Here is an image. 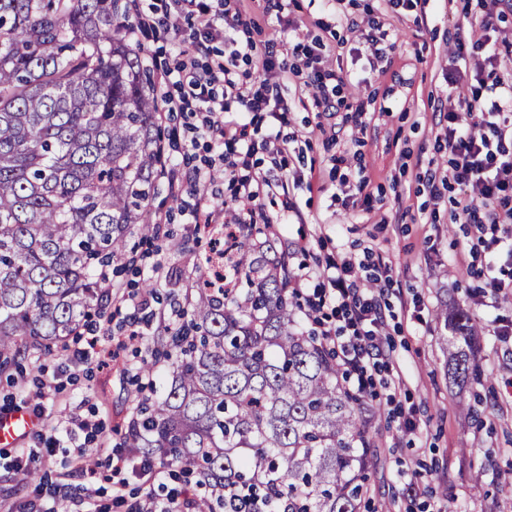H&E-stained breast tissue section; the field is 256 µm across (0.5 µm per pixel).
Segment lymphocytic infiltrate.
<instances>
[{
    "mask_svg": "<svg viewBox=\"0 0 512 512\" xmlns=\"http://www.w3.org/2000/svg\"><path fill=\"white\" fill-rule=\"evenodd\" d=\"M512 0H481L483 16L480 34L471 43H457L454 57L470 77L468 94L449 105L443 114L447 122L444 139L448 147L449 181L469 187V194L455 201L458 216L475 224L483 235L486 250L505 248L512 260V39L499 35L496 21ZM197 22L194 53L173 69L159 73L161 85L170 88V111L184 118L186 151L199 146L213 148L212 157L202 159L185 173L191 187L183 212L189 223L266 224L270 218L263 200L272 184L257 180L255 135L265 129L266 144L276 143L290 110L281 94L280 83L288 71L287 60L266 53L257 76L239 75V62L251 61L253 44H234L222 57H213L211 45L229 39L232 31L245 26L241 12L231 10L227 0H164L163 16H135L128 22L132 36L152 32L158 24L179 30L182 18ZM305 69V85L319 114L335 117L350 112L354 126H362L364 101L348 103L341 94L343 77L325 66L323 56L303 43L292 49ZM206 63H199V56ZM234 120H225V113ZM224 177L231 194L223 208H216L208 193L217 177ZM356 260L344 257L328 262L324 269L325 288L308 291L303 281L292 282L306 318L332 345L352 387L359 392L376 388L397 392L399 376L389 374V360L379 334L384 315L374 289L361 284L355 275ZM99 427L89 419H71L59 425L56 435L43 438L41 448L31 449L29 459L54 453L64 443L74 445L77 454L97 437ZM136 471L153 492L146 512H180L177 495L168 491L167 467L150 457L141 458Z\"/></svg>",
    "mask_w": 512,
    "mask_h": 512,
    "instance_id": "obj_1",
    "label": "lymphocytic infiltrate"
}]
</instances>
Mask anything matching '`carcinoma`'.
Masks as SVG:
<instances>
[{"label":"carcinoma","instance_id":"cac0c4a2","mask_svg":"<svg viewBox=\"0 0 512 512\" xmlns=\"http://www.w3.org/2000/svg\"><path fill=\"white\" fill-rule=\"evenodd\" d=\"M123 0H0V369L50 354L102 314L94 272L153 230L159 105L124 38ZM240 224L235 287L196 281L167 344L164 397L140 410L131 447L224 488L202 512H362L380 407L336 355L297 328L288 252ZM448 380L475 372L477 327L440 313Z\"/></svg>","mask_w":512,"mask_h":512}]
</instances>
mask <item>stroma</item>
Segmentation results:
<instances>
[{
    "label": "stroma",
    "mask_w": 512,
    "mask_h": 512,
    "mask_svg": "<svg viewBox=\"0 0 512 512\" xmlns=\"http://www.w3.org/2000/svg\"><path fill=\"white\" fill-rule=\"evenodd\" d=\"M252 22L240 28L238 42L264 48L275 41L280 54L289 43L275 17L264 14L261 0H235ZM374 14L393 52L374 59L369 43L349 33L346 23ZM288 15L303 43L325 56L347 79L344 95L360 92L368 99L366 124L355 140L338 149L332 122L318 114L301 78L284 81L282 93L292 109L281 137L288 143V166L279 169L266 151H258V173L286 177L295 209L282 214L279 198L265 201L280 248L290 253V269H317L341 254L362 261L359 278L379 275L385 315L383 340L403 384L395 397H382L381 414L371 431L379 450L369 473L367 512H512V292L477 293L468 267L496 264L495 256L476 247L474 228L455 218L451 201L459 187H447L448 152L438 107L448 101V74L456 67L452 52L459 38L482 19L478 0H427L423 25L413 14H398L384 0H293ZM191 25L180 33L141 42L148 76L159 63L175 65V42L189 44ZM364 185L368 205L347 203ZM160 232L152 240L129 237L125 251L107 272L111 288L103 305L111 319L71 337L49 355H31L20 369L0 375V410L27 405L43 393V416L36 432L20 447H0V512H23L37 486L23 480L14 460L21 448L38 446L39 435L53 434L66 416L99 421L101 431L88 456L101 465L82 475L63 454L41 455L35 468L42 477L71 494L70 512H85V492H92L97 512H130L142 501L141 482L131 467L142 451L128 447L126 434L141 400L161 399L168 362L161 351L181 324L175 307L184 303L203 270L208 239L188 224L159 179L150 202ZM156 291L153 315L141 324L142 337L108 364L96 355L75 368L76 376L56 384L55 374L70 365L75 349L108 347L123 320L114 314L133 310L132 301ZM466 305L479 329L475 363L480 383L458 388L445 372L448 353L437 315L454 304ZM150 365L153 385L141 389L131 364ZM413 419L415 433L403 432ZM120 450L129 467L125 502L112 499L113 475L103 461ZM421 492L411 496L407 481Z\"/></svg>",
    "instance_id": "obj_1"
}]
</instances>
